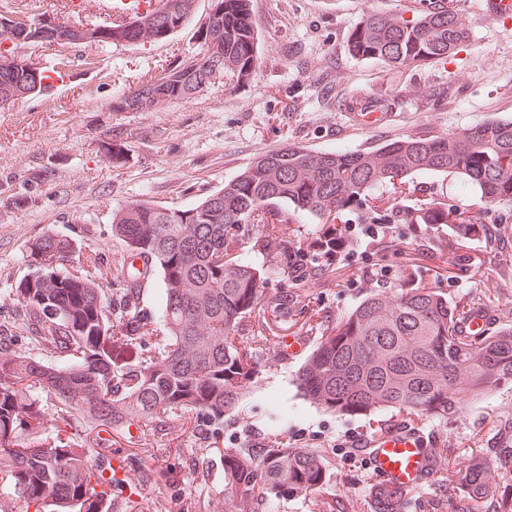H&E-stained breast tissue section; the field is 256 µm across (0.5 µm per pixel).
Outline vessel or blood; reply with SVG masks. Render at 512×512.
<instances>
[{
  "instance_id": "obj_1",
  "label": "vessel or blood",
  "mask_w": 512,
  "mask_h": 512,
  "mask_svg": "<svg viewBox=\"0 0 512 512\" xmlns=\"http://www.w3.org/2000/svg\"><path fill=\"white\" fill-rule=\"evenodd\" d=\"M160 0H108L113 24L119 25L157 8ZM377 97L355 103L351 120L360 126H372L384 119ZM370 467L379 487L406 490L422 484L434 469L433 456L418 436L393 428L376 437L371 444Z\"/></svg>"
}]
</instances>
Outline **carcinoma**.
<instances>
[{"mask_svg": "<svg viewBox=\"0 0 512 512\" xmlns=\"http://www.w3.org/2000/svg\"><path fill=\"white\" fill-rule=\"evenodd\" d=\"M181 24L150 16L142 28L120 32L112 40L92 39L88 46L138 44L168 38L194 13L195 0H167ZM251 0H220L209 19L201 60H213L237 80H248L256 66L257 23ZM0 15V39L22 45L52 46L70 23L52 35L37 36L30 21ZM469 38L460 14L436 5L415 22L379 12L367 15L350 33L351 53L377 60L390 70L446 58ZM15 58L0 50V99L26 97L16 78ZM195 65L179 63L116 103L135 111L184 100L197 85ZM427 172L461 177L489 203L512 204V119L484 122L463 133L436 138L406 137L371 152H311L289 145L262 154L220 191L187 209L131 200L112 212V235L128 248L115 298L103 303L87 276L65 264L69 240L46 236L36 243L32 278L21 281L14 296L31 331L50 347L70 351L58 364H45L10 349L0 337V460L13 493L35 512H81L100 489L115 488L112 440L96 438L89 449L58 441L50 447H19L21 430L42 427L45 409L26 399L33 389L52 396L53 417L70 425L111 433L136 423L163 425L171 410L197 413L218 437L224 415L238 410L241 384L255 371L250 355L233 343L243 315L257 308L264 284L273 276L293 278L296 246L280 225L322 222L306 250L321 257L340 246L335 217L361 205L377 187ZM261 224L251 251L270 257L258 266L239 251L249 225ZM162 281L160 322L164 347L144 358L139 350L151 322L136 312L129 283L140 275L134 261ZM119 315V325L112 313ZM465 313L439 293L409 281L387 298L374 294L339 319L306 360L297 378L301 396L334 412L405 410L446 417L457 413L461 394L485 393L512 378V327L494 335L470 336L460 327ZM322 460L288 448L262 456L250 448L224 454V495L230 512H258L259 495L321 488ZM458 512L478 502L494 512H512V488L490 479L489 462L476 456L458 470ZM405 491L381 490L374 512H401Z\"/></svg>", "mask_w": 512, "mask_h": 512, "instance_id": "carcinoma-1", "label": "carcinoma"}]
</instances>
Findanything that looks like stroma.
<instances>
[{"instance_id": "1", "label": "stroma", "mask_w": 512, "mask_h": 512, "mask_svg": "<svg viewBox=\"0 0 512 512\" xmlns=\"http://www.w3.org/2000/svg\"><path fill=\"white\" fill-rule=\"evenodd\" d=\"M481 2L461 0L471 34L452 56L395 73L353 57L348 36L372 12L416 20L423 11L417 0H251L259 35L252 78L221 73L191 98L145 112H115L110 104L200 52L198 31L212 0H197L191 20L155 43L24 49L68 79L0 111V305L9 309L17 350L46 364L65 357L30 335L20 306L10 301L32 274V249L44 236L70 240L74 269L90 272L106 299L125 255L112 235V212L126 201L192 207L257 156L288 145L371 151L512 118V18L488 20ZM372 92L383 94L389 120L350 124L352 103ZM111 142L127 148L121 164L104 155ZM366 204L383 222L376 237L360 243L357 263L336 262L303 282L270 279L256 310L242 319L235 342L252 355L256 374L241 387L245 403L225 416L219 442L186 410L166 415L163 427L134 425L113 436V447L138 454L129 478L141 483V512H228L225 452L278 445L319 456L325 482L315 492L268 500L259 512H373L376 480L363 445L390 423L420 431L444 462L405 497L401 512H456L451 481L477 455L490 461L495 480H512V379L465 397L461 412L445 418L402 410L333 413L298 396L296 375L337 318L371 295H396L410 276L449 304L489 308L494 328L512 326V248L483 231L468 232L458 219L463 213L483 229L497 224L512 233V205L485 203L462 190L457 176L439 173L384 185ZM433 208L447 212V224L423 222ZM283 294L284 313L277 307ZM62 439L94 445L84 424L60 426L51 418L17 442L51 446Z\"/></svg>"}]
</instances>
